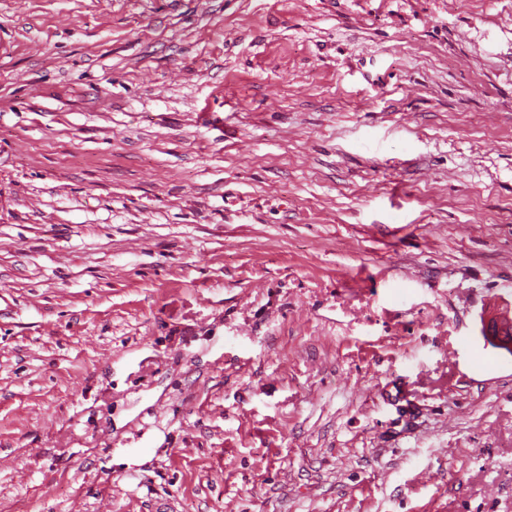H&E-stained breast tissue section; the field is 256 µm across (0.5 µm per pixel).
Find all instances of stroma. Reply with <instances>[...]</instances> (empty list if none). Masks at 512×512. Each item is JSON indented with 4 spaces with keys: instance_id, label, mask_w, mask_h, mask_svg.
<instances>
[{
    "instance_id": "35a3bbf8",
    "label": "stroma",
    "mask_w": 512,
    "mask_h": 512,
    "mask_svg": "<svg viewBox=\"0 0 512 512\" xmlns=\"http://www.w3.org/2000/svg\"><path fill=\"white\" fill-rule=\"evenodd\" d=\"M512 0H0V512H512Z\"/></svg>"
}]
</instances>
